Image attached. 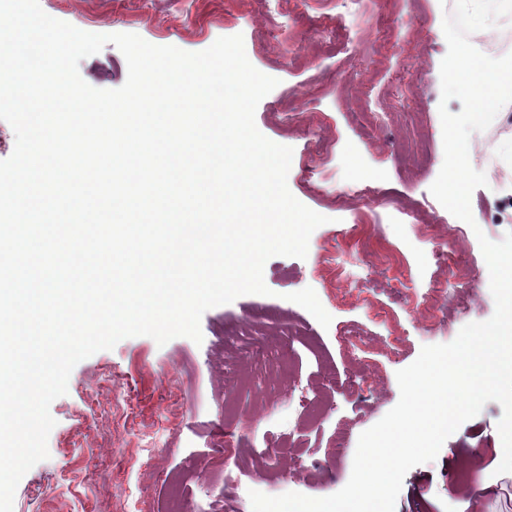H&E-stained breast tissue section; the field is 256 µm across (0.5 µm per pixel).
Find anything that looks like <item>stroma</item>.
<instances>
[{"mask_svg":"<svg viewBox=\"0 0 512 512\" xmlns=\"http://www.w3.org/2000/svg\"><path fill=\"white\" fill-rule=\"evenodd\" d=\"M454 0H407L390 6L385 22L395 36L388 48L371 44L363 33L364 11L380 0H307L304 16L288 19L268 12L262 0H40L50 16L92 33L128 32L151 44L188 52L209 48L217 38L242 34L251 64L278 79L259 103L255 122L270 140L292 147L287 183L292 194L328 222L311 234L306 259L275 256L264 266L269 295H245L207 310L201 318L202 343L177 337L157 345L147 336L120 340L96 352L71 372L68 391L55 399L56 421L48 437L49 457L19 482L13 512H224L228 485L236 487L238 512H252L249 490L271 482L288 491L325 497L349 480L360 434L377 423L399 400L398 370L413 363L422 346L453 341L471 322L488 320L495 303L490 275L477 232L493 241L512 231V222L490 223L512 199V127H489L485 146L470 147L472 166L488 171L501 164L508 182L489 180L474 190V225H462L460 243L472 256L476 272L455 285L463 306L436 321L408 317V291L431 288L438 272L428 239L414 233L418 211L435 212L447 225L453 215L429 188L443 163L440 63L447 53L442 30ZM423 28L425 37L407 44V29ZM383 71L369 108L392 112L394 91L385 76L403 70L414 79L416 98L427 101L417 137L430 144L425 169L411 167L398 143L400 126L369 132L357 127L346 78L356 62ZM81 77L91 86L116 89L127 79V63L111 44L81 60ZM320 113L322 126L336 128L340 140L323 170L312 167L322 127L288 120L287 103ZM322 181L325 194H314L311 181ZM354 184L366 186L357 204L345 198ZM383 246L401 259L409 279L400 288L395 270L362 263L368 246ZM339 251L346 270L358 275L366 295L381 303L407 329V344L390 357L387 328L355 299L328 297L314 273L322 256ZM310 287L331 315L322 327L289 293ZM264 308L288 313L298 337L283 339L275 354L291 386L277 395L263 379L251 392L236 396L246 424L225 417L224 380L254 372L262 356L253 340V362L239 358L232 330L251 322ZM369 336V347L349 357L344 330ZM501 406L488 402L441 447L434 461L405 475L395 512H512V473L494 474L495 448L502 442L497 423ZM345 445L333 448L337 431ZM482 446L483 460L472 461L479 489L456 486L453 469L469 448ZM232 450L224 461L220 449ZM273 448L276 465L263 463L256 449Z\"/></svg>","mask_w":512,"mask_h":512,"instance_id":"stroma-1","label":"stroma"}]
</instances>
